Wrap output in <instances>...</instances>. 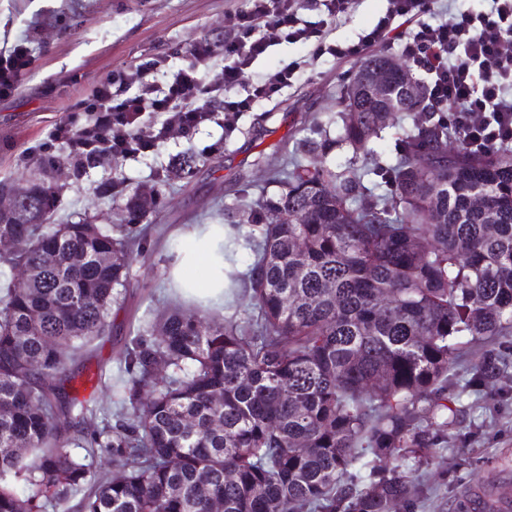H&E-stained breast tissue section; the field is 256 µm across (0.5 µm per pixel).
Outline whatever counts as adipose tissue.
I'll return each instance as SVG.
<instances>
[{
    "mask_svg": "<svg viewBox=\"0 0 512 512\" xmlns=\"http://www.w3.org/2000/svg\"><path fill=\"white\" fill-rule=\"evenodd\" d=\"M235 238V232L222 224H196L179 233L168 271L174 290L207 307L223 306L227 274L233 269L224 257V246Z\"/></svg>",
    "mask_w": 512,
    "mask_h": 512,
    "instance_id": "ef3b65f1",
    "label": "adipose tissue"
}]
</instances>
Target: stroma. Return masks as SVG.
<instances>
[{"label":"stroma","mask_w":512,"mask_h":512,"mask_svg":"<svg viewBox=\"0 0 512 512\" xmlns=\"http://www.w3.org/2000/svg\"><path fill=\"white\" fill-rule=\"evenodd\" d=\"M243 5V0H0V52L22 43L34 58L21 92L0 101V199L45 180L59 190L56 223L108 230L124 223L128 196L151 194L163 226L142 243L143 255L130 269L134 286L113 307L109 336L84 356L88 381L78 393L102 408H116L112 384L123 377L121 355L139 320L182 304L168 286L175 231L223 223L230 211L243 221L239 233H246L257 216L260 191H277L268 181L267 160L295 155L336 166L355 159L352 147L338 140L344 109L338 96L358 66L322 56L281 97L241 113L233 132H225L219 117L194 139L174 131L151 152L132 159L104 157L79 176L59 146L52 149L55 165L47 169L17 163L16 156L45 142L48 126L64 119L67 107L88 95L100 77L153 54L165 55L170 69H177L202 36L223 47L224 14ZM187 155L196 158V167L174 175ZM486 349L483 343L472 345L448 383L449 392L461 395L470 433L449 430L447 448L428 461H408L422 495L401 512H462L475 489L512 483V371L485 389L463 388L471 363ZM101 368L102 381H92Z\"/></svg>","instance_id":"stroma-1"}]
</instances>
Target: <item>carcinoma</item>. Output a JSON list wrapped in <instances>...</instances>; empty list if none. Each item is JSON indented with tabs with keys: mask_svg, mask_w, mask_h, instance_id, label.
<instances>
[{
	"mask_svg": "<svg viewBox=\"0 0 512 512\" xmlns=\"http://www.w3.org/2000/svg\"><path fill=\"white\" fill-rule=\"evenodd\" d=\"M384 66L385 95H357ZM411 83L378 55L340 93V140L355 149L391 109L418 113L398 124L390 192L364 193L352 162L268 164L279 191L260 194L242 237L249 303L222 322L174 310L140 324L116 421L84 443L70 432L101 409L78 396L73 363L110 332L155 201L130 196L116 235L48 223L57 195L43 182L0 215V263L30 271L0 295V512H43L87 484L80 512H392L418 500L406 462L431 458L458 424L448 381L463 345L498 344L469 387L512 369V149L446 156L448 128ZM101 456L118 475L96 476Z\"/></svg>",
	"mask_w": 512,
	"mask_h": 512,
	"instance_id": "1",
	"label": "carcinoma"
}]
</instances>
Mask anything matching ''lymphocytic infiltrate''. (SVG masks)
Masks as SVG:
<instances>
[{
	"label": "lymphocytic infiltrate",
	"instance_id": "lymphocytic-infiltrate-1",
	"mask_svg": "<svg viewBox=\"0 0 512 512\" xmlns=\"http://www.w3.org/2000/svg\"><path fill=\"white\" fill-rule=\"evenodd\" d=\"M355 0H245L226 15L224 64L212 69L214 44L194 40L181 67L169 69L165 56L141 58L133 69L100 78L91 93L55 122L47 141L20 157L43 167L49 150L63 145L76 172L101 157L135 158L152 151L171 132L194 138L212 122L251 111L290 87L309 60L296 59L268 73L252 87L245 76L276 43L311 46L313 55L361 60L384 40L399 42L414 74L422 77L425 109L448 119L457 140L473 153L512 148V0H490L486 9L433 16L431 0H387L377 22L348 42H329L335 22L348 16ZM33 67L24 45L0 53V99L16 95Z\"/></svg>",
	"mask_w": 512,
	"mask_h": 512
}]
</instances>
